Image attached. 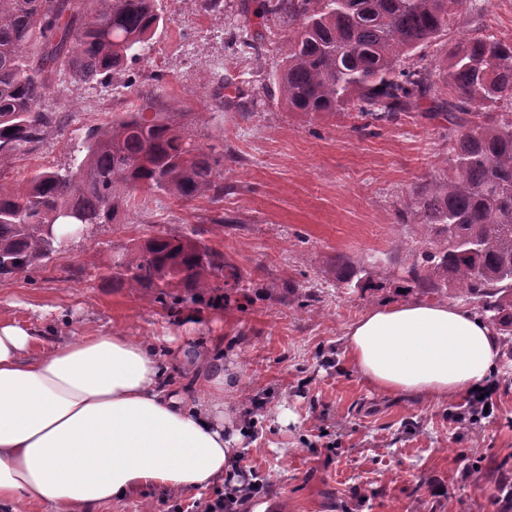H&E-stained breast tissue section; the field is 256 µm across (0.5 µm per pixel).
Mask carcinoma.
<instances>
[{
	"label": "carcinoma",
	"mask_w": 512,
	"mask_h": 512,
	"mask_svg": "<svg viewBox=\"0 0 512 512\" xmlns=\"http://www.w3.org/2000/svg\"><path fill=\"white\" fill-rule=\"evenodd\" d=\"M0 0V155L42 140L51 122L41 103L48 75L76 81L123 69L160 24L156 0ZM476 0H258L253 19L288 17L291 37L275 78L295 112H359L366 125L422 116L448 123L450 170L432 179L408 210V290H459L501 335L512 360V43L472 33L448 53L446 77L405 65ZM37 44L38 61L26 47ZM159 95L92 131L79 162L36 173L25 191L0 185V268L27 272L50 258L63 226L112 224L140 190L184 201L224 195V149L202 144L193 113L157 108ZM199 231L150 238L123 257L112 279L159 294L219 288L224 253Z\"/></svg>",
	"instance_id": "1"
}]
</instances>
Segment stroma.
<instances>
[{
  "mask_svg": "<svg viewBox=\"0 0 512 512\" xmlns=\"http://www.w3.org/2000/svg\"><path fill=\"white\" fill-rule=\"evenodd\" d=\"M257 0H156L162 21L139 61L109 78L51 76L43 102L53 122L40 144L0 156V184L25 188L43 170L72 166L91 129L136 110L163 88L168 107L202 113L201 141L224 148V195L184 202L141 191L118 224H91L51 258L0 277V320L40 325L48 335L167 337L164 363L182 386L177 339L197 315L194 349L223 352L241 369L230 403L261 402L238 466L260 495L239 512L283 504L285 512H504L512 479V381L497 367L490 410L472 418L469 397L431 405L374 391L351 366L348 327L366 311L414 300L403 269L410 225L401 214L425 183L444 175L443 122L417 112L364 127L356 113L288 109L274 84L288 22L244 27ZM512 42V0L478 10L410 60L443 76L449 50L474 30ZM256 42V49L241 44ZM237 88L225 95V84ZM199 229L236 270L220 293L182 292L180 302L112 280L113 257L163 233ZM383 269H373L375 260ZM371 273L349 288L338 274ZM223 484L176 494L152 489L97 512H189L223 495Z\"/></svg>",
  "mask_w": 512,
  "mask_h": 512,
  "instance_id": "1",
  "label": "stroma"
}]
</instances>
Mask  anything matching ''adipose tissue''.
<instances>
[{
    "label": "adipose tissue",
    "instance_id": "1",
    "mask_svg": "<svg viewBox=\"0 0 512 512\" xmlns=\"http://www.w3.org/2000/svg\"><path fill=\"white\" fill-rule=\"evenodd\" d=\"M372 388L442 403L484 387L500 354L479 315L406 301L368 311L346 333ZM197 404L166 375L157 339L123 333L56 340L0 322V512L40 502L96 512L148 488L181 491L224 479L245 428L224 400L239 370L189 356Z\"/></svg>",
    "mask_w": 512,
    "mask_h": 512
}]
</instances>
